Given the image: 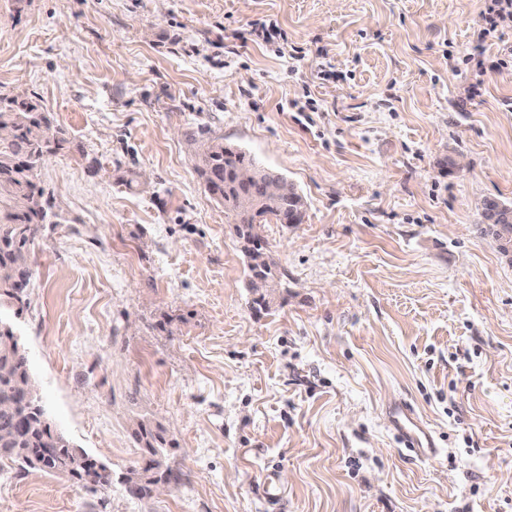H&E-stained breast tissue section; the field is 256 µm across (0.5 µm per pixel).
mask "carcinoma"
Here are the masks:
<instances>
[{"mask_svg": "<svg viewBox=\"0 0 512 512\" xmlns=\"http://www.w3.org/2000/svg\"><path fill=\"white\" fill-rule=\"evenodd\" d=\"M64 139L50 113L39 104L21 96H0V299L6 298L18 308L27 300L31 283L29 246L45 224H58L60 213L52 199L35 183L41 163ZM254 159L244 151L224 147V139L214 138L198 153L197 170L206 188L224 203L236 234L248 240L246 253L250 274L262 281L252 288L253 308L266 310L278 280L275 263L262 251L257 223L262 218L284 223L283 215L296 214V223L304 217L305 201L299 195L285 201L274 199L262 187L255 194L242 196L229 188L224 179ZM40 404L35 381L26 356L0 327V459L9 458L22 468L63 475L82 481L93 467L87 454L65 444L66 438L39 416ZM134 437L142 450L143 466L130 469L124 477L127 493L139 500L152 497L158 480H171L164 467L166 448L174 445L165 431L140 421Z\"/></svg>", "mask_w": 512, "mask_h": 512, "instance_id": "carcinoma-1", "label": "carcinoma"}]
</instances>
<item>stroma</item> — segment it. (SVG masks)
<instances>
[{
	"mask_svg": "<svg viewBox=\"0 0 512 512\" xmlns=\"http://www.w3.org/2000/svg\"><path fill=\"white\" fill-rule=\"evenodd\" d=\"M485 0H0V94L67 133L37 171L63 221L0 304L90 491L0 461V512H512V74L468 96ZM274 48L235 40L255 19ZM315 99L317 112L299 104ZM306 200L258 226L279 266L250 304L242 242L197 171L211 138ZM96 167H89V159ZM436 443L417 459L393 415ZM175 442L151 498L137 420ZM487 216L490 224H478L480 234L491 237L495 242L498 254L512 263V219L510 211L507 207L491 204Z\"/></svg>",
	"mask_w": 512,
	"mask_h": 512,
	"instance_id": "obj_1",
	"label": "stroma"
}]
</instances>
